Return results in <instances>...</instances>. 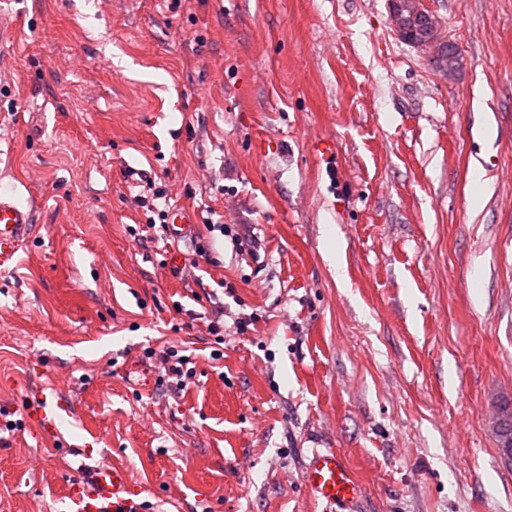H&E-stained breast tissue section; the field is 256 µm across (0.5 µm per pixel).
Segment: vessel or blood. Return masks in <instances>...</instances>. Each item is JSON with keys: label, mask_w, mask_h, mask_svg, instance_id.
I'll return each instance as SVG.
<instances>
[{"label": "vessel or blood", "mask_w": 512, "mask_h": 512, "mask_svg": "<svg viewBox=\"0 0 512 512\" xmlns=\"http://www.w3.org/2000/svg\"><path fill=\"white\" fill-rule=\"evenodd\" d=\"M190 212L181 203L170 207L168 234L179 239L189 232ZM33 201L22 202L0 191V269L12 267L19 251L37 232ZM70 404L57 395L39 394L28 411L30 424L37 431L57 435L62 417L71 415ZM302 479L314 499L323 501L328 512H353L362 492L352 469L335 449L318 450L308 457ZM141 487L128 471L118 465L95 467L88 476L76 479L67 488V496L78 512H145Z\"/></svg>", "instance_id": "obj_1"}]
</instances>
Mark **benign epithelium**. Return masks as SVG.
Listing matches in <instances>:
<instances>
[{
  "mask_svg": "<svg viewBox=\"0 0 512 512\" xmlns=\"http://www.w3.org/2000/svg\"><path fill=\"white\" fill-rule=\"evenodd\" d=\"M388 9L393 30L400 39L407 40L418 33L416 47L431 51L438 58L444 54L448 41L427 0H388Z\"/></svg>",
  "mask_w": 512,
  "mask_h": 512,
  "instance_id": "7a95c632",
  "label": "benign epithelium"
}]
</instances>
